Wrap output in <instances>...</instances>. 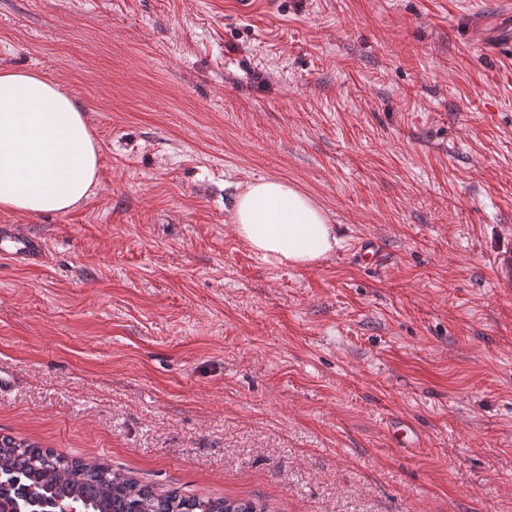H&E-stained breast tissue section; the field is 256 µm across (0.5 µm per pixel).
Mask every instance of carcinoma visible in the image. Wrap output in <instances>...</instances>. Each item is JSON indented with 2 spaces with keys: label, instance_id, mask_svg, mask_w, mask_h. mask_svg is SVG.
Returning <instances> with one entry per match:
<instances>
[{
  "label": "carcinoma",
  "instance_id": "1",
  "mask_svg": "<svg viewBox=\"0 0 512 512\" xmlns=\"http://www.w3.org/2000/svg\"><path fill=\"white\" fill-rule=\"evenodd\" d=\"M269 512L250 499L191 498L159 491L101 463L68 459L0 436V512Z\"/></svg>",
  "mask_w": 512,
  "mask_h": 512
}]
</instances>
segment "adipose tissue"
<instances>
[{
	"label": "adipose tissue",
	"instance_id": "ef3b65f1",
	"mask_svg": "<svg viewBox=\"0 0 512 512\" xmlns=\"http://www.w3.org/2000/svg\"><path fill=\"white\" fill-rule=\"evenodd\" d=\"M99 154L73 96L40 73L0 70V212L73 210L98 181ZM232 224L270 263L309 268L341 245L326 212L279 179H261L236 193Z\"/></svg>",
	"mask_w": 512,
	"mask_h": 512
}]
</instances>
